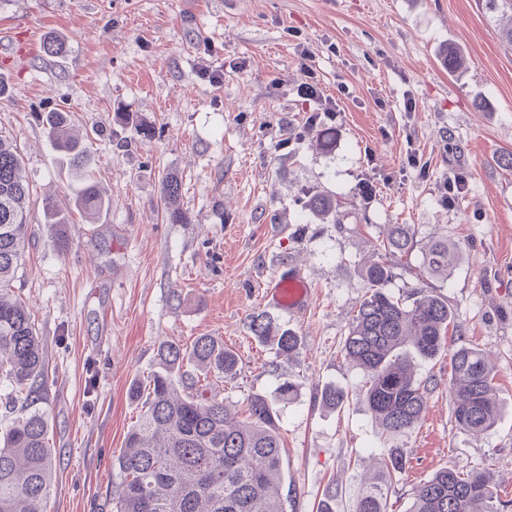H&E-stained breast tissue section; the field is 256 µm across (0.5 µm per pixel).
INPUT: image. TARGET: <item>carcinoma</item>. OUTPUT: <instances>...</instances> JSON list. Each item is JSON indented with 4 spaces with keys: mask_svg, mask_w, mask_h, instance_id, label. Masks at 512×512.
Segmentation results:
<instances>
[{
    "mask_svg": "<svg viewBox=\"0 0 512 512\" xmlns=\"http://www.w3.org/2000/svg\"><path fill=\"white\" fill-rule=\"evenodd\" d=\"M448 73L465 68L464 53L448 46L443 53ZM54 148L81 170L89 163V136L72 132V118L63 111L45 116ZM23 159L12 141L0 136V381L9 392L4 409L23 406L0 438V512H46L52 478V453L45 415L29 407L55 382L28 304L15 295L14 279L23 265L31 188L21 176ZM182 183L166 178L161 205L167 220L184 224ZM76 208L94 223L110 201L99 186L84 177L75 188ZM305 211L323 222L336 221V196L315 192ZM45 223L56 225L52 245L62 257L70 241L67 223L51 202H43ZM418 245L410 224H390L375 245L377 260L364 270L370 292L359 303L342 351L363 374V400L382 433L401 436L414 428L426 409L428 386L415 380L408 349L433 358L446 349V333L454 318L448 300L417 284L406 297L387 291L390 258H401ZM459 248L446 239H432L423 248L422 273L448 276ZM251 333L288 358L299 337L264 314L251 316ZM454 418L465 432L481 434L497 422L499 403L495 374L478 348L452 350ZM158 370L146 384L130 387L143 399L142 413L127 432L117 459L119 484L115 512H285L279 476L282 443L279 415L264 396L248 401L241 419L224 403L220 383L237 374V355L211 336H199L189 348L174 341L160 343ZM212 381L201 384L200 376ZM347 395L334 387L321 391L322 406L337 409ZM407 458L394 449L385 471L362 482L351 512H387L392 484L405 473ZM492 487L483 472L442 469L414 488L407 512H496Z\"/></svg>",
    "mask_w": 512,
    "mask_h": 512,
    "instance_id": "obj_1",
    "label": "carcinoma"
}]
</instances>
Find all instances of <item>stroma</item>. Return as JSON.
Segmentation results:
<instances>
[{
  "mask_svg": "<svg viewBox=\"0 0 512 512\" xmlns=\"http://www.w3.org/2000/svg\"><path fill=\"white\" fill-rule=\"evenodd\" d=\"M485 0H0V37L26 56L0 74V136L23 157L33 187L23 275L17 291L35 317L57 382L38 409L54 450L47 512H113L117 458L140 406L131 384L156 368L161 341H223L239 358L224 399L245 409L285 381L278 403L286 512H316L326 488L350 512L364 478L392 449H405L389 512H406L413 487L452 467L486 470L496 501L512 512V46ZM66 50L47 55L48 38ZM467 69L449 74L446 45ZM332 116L298 93L301 53ZM223 71L209 82L205 68ZM63 110L76 132L100 129L90 169L111 201L97 223L75 208V172L43 120ZM127 112L132 123L117 121ZM147 122L143 137L135 121ZM330 127V150L317 142ZM461 174L453 204L440 186ZM182 182L185 224L166 220L165 177ZM334 194L343 218L321 224L301 202ZM69 218L71 251L51 247L43 199ZM390 224L414 225L419 243L460 247L456 266L431 279L455 320L450 348L477 347L494 366L500 404L490 431L474 436L453 415L449 350L412 356L427 383L420 422L383 435L358 395L361 371L342 345L369 292L362 275ZM300 270L312 301L305 317L270 303V279ZM264 313L300 339L275 357L248 328ZM332 386L352 394L323 407Z\"/></svg>",
  "mask_w": 512,
  "mask_h": 512,
  "instance_id": "1",
  "label": "stroma"
}]
</instances>
